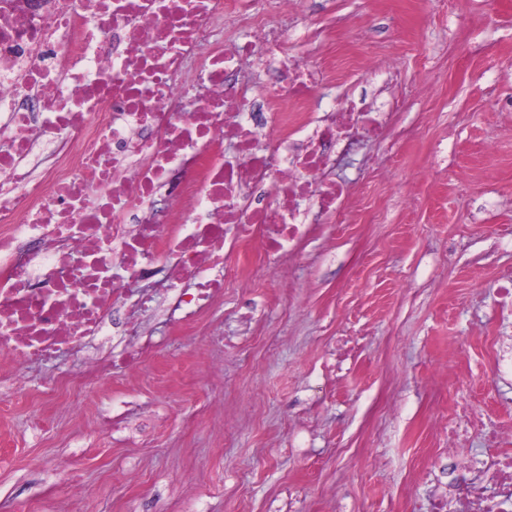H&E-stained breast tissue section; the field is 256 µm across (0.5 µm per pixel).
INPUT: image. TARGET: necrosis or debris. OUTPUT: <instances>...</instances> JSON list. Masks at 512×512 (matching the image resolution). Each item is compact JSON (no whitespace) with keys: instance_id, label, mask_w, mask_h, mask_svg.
Listing matches in <instances>:
<instances>
[{"instance_id":"necrosis-or-debris-1","label":"necrosis or debris","mask_w":512,"mask_h":512,"mask_svg":"<svg viewBox=\"0 0 512 512\" xmlns=\"http://www.w3.org/2000/svg\"><path fill=\"white\" fill-rule=\"evenodd\" d=\"M254 0H0V359L103 335L156 266L193 314L243 279L242 244L292 255L317 218L350 205L343 142L381 138L366 99L321 106L328 74L302 70L287 29ZM248 27L224 35L227 23ZM260 60L278 80L243 82ZM192 281L193 293L182 284ZM432 493L430 512H512V453Z\"/></svg>"}]
</instances>
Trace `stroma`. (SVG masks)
Here are the masks:
<instances>
[{
	"label": "stroma",
	"mask_w": 512,
	"mask_h": 512,
	"mask_svg": "<svg viewBox=\"0 0 512 512\" xmlns=\"http://www.w3.org/2000/svg\"><path fill=\"white\" fill-rule=\"evenodd\" d=\"M325 104L387 86L389 135L337 166L354 211L182 323L144 316L136 374L89 341L0 368V512H426L438 421L512 425V0H295ZM324 38L313 51L307 32Z\"/></svg>",
	"instance_id": "35a3bbf8"
}]
</instances>
